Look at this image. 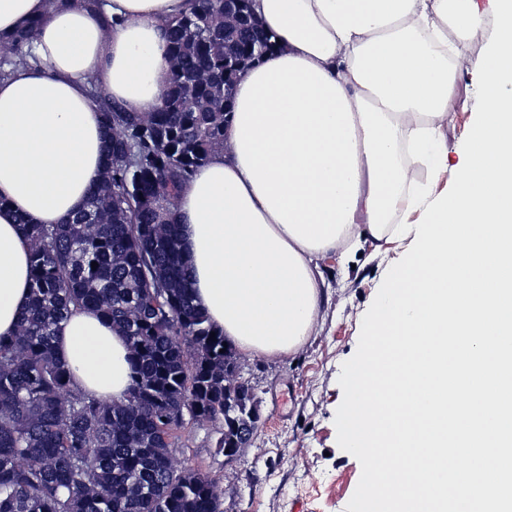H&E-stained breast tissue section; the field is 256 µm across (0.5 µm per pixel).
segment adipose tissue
Instances as JSON below:
<instances>
[{
	"label": "adipose tissue",
	"instance_id": "adipose-tissue-1",
	"mask_svg": "<svg viewBox=\"0 0 512 512\" xmlns=\"http://www.w3.org/2000/svg\"><path fill=\"white\" fill-rule=\"evenodd\" d=\"M187 0H0V37L36 19L37 62L0 81V336L30 301L21 224L55 225L99 180L105 128L91 85L126 111H155L169 83L163 23ZM274 51L240 73L215 152L183 185L176 222L196 303L240 351L289 355L313 332L320 259L389 240L434 194L409 173L448 167L454 72L474 0H253ZM452 32H445L444 24ZM57 353L78 385L119 399L128 343L74 309Z\"/></svg>",
	"mask_w": 512,
	"mask_h": 512
}]
</instances>
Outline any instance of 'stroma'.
Segmentation results:
<instances>
[{"label":"stroma","instance_id":"1","mask_svg":"<svg viewBox=\"0 0 512 512\" xmlns=\"http://www.w3.org/2000/svg\"><path fill=\"white\" fill-rule=\"evenodd\" d=\"M477 71H457L453 120L446 131L448 169L438 178L421 172L435 192L450 188L464 163L463 141L475 117ZM398 235L382 248L321 259L326 286L315 333L295 353L280 357L239 354L241 375L261 401L262 420L254 442L225 462L218 453L219 423L186 424L179 437L180 465L213 477L224 512H347L361 465L337 444L336 410L343 399L342 364L358 345L362 319L388 270L411 248Z\"/></svg>","mask_w":512,"mask_h":512}]
</instances>
